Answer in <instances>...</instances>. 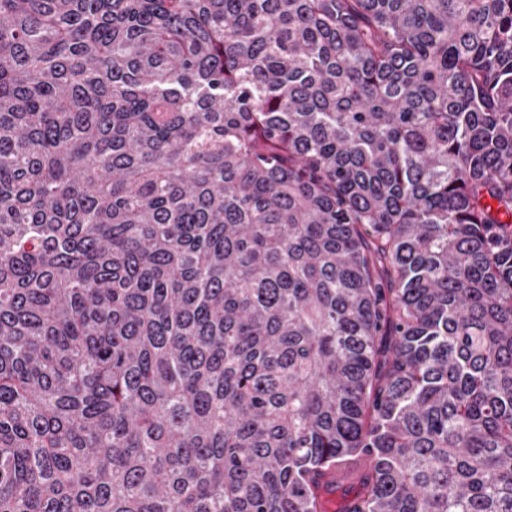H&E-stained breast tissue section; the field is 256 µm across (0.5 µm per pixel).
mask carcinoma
Masks as SVG:
<instances>
[{
  "label": "carcinoma",
  "instance_id": "cac0c4a2",
  "mask_svg": "<svg viewBox=\"0 0 512 512\" xmlns=\"http://www.w3.org/2000/svg\"><path fill=\"white\" fill-rule=\"evenodd\" d=\"M0 512H512V0H0Z\"/></svg>",
  "mask_w": 512,
  "mask_h": 512
}]
</instances>
